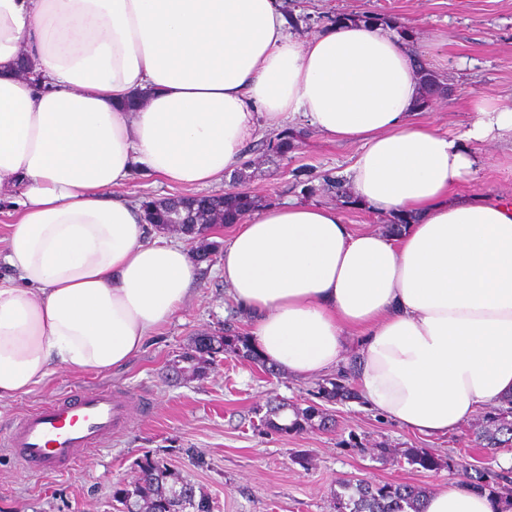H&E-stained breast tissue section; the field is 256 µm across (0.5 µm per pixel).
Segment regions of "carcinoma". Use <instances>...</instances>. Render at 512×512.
I'll return each instance as SVG.
<instances>
[{
	"mask_svg": "<svg viewBox=\"0 0 512 512\" xmlns=\"http://www.w3.org/2000/svg\"><path fill=\"white\" fill-rule=\"evenodd\" d=\"M420 80L425 88L426 98L444 94L447 86L425 68H420ZM262 145L279 154H285L291 147L288 130L262 141ZM254 204V198L246 191L232 187L224 191V220L229 222L234 217L247 211ZM216 348L210 351L197 349V340H192L184 354L192 355V368L196 378L208 374L211 366L220 354H231L242 360L263 368L268 373L273 370L267 367L260 354L252 345L248 336L227 327L215 334ZM354 369L340 372L323 379L317 384L315 396L322 402L357 400L359 394L349 382ZM329 419L313 405L306 408L291 406L286 402L269 407L262 417V425L268 430L279 434L301 432L309 427L319 425L327 427ZM478 445L482 448L512 447V406L499 408L488 416L487 425L476 433ZM413 465L427 471H436L445 466L461 467L463 462L453 459L446 461L427 452L413 450L409 455ZM139 476L135 482L120 486L115 491L117 501L131 512H158L159 507L167 503L174 507L175 512H212V502L204 492H196L194 485L188 482H177L171 479L167 467L158 460L145 458L138 464ZM512 484V474L493 470H474L470 475L469 486L475 490H494L503 483ZM342 492L336 494V512H422L421 502L424 492L411 484L384 483L372 485L364 481L351 483L340 482Z\"/></svg>",
	"mask_w": 512,
	"mask_h": 512,
	"instance_id": "1",
	"label": "carcinoma"
}]
</instances>
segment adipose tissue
I'll use <instances>...</instances> for the list:
<instances>
[{"mask_svg": "<svg viewBox=\"0 0 512 512\" xmlns=\"http://www.w3.org/2000/svg\"><path fill=\"white\" fill-rule=\"evenodd\" d=\"M403 20L303 38L282 0H0V404L59 368L126 366L187 299L181 242L116 195L142 175L219 187L246 143L302 118L360 152L348 180L391 236L296 199L243 213L224 287L266 364L313 379L359 332V395L445 435L512 404V201L460 196L475 145L512 140V102L478 98L454 136L417 121L420 53ZM27 57L33 76L16 73ZM456 482L424 512H502Z\"/></svg>", "mask_w": 512, "mask_h": 512, "instance_id": "adipose-tissue-1", "label": "adipose tissue"}]
</instances>
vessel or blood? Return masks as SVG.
<instances>
[{
  "label": "vessel or blood",
  "instance_id": "1",
  "mask_svg": "<svg viewBox=\"0 0 512 512\" xmlns=\"http://www.w3.org/2000/svg\"><path fill=\"white\" fill-rule=\"evenodd\" d=\"M124 408L111 394L83 390L24 415L0 446L23 467L40 474L74 468L112 438Z\"/></svg>",
  "mask_w": 512,
  "mask_h": 512
}]
</instances>
